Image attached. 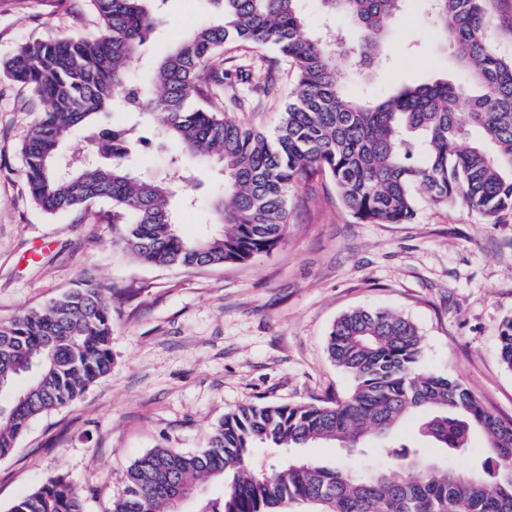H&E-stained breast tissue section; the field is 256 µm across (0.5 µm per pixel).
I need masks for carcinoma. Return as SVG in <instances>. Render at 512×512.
<instances>
[{"label":"carcinoma","mask_w":512,"mask_h":512,"mask_svg":"<svg viewBox=\"0 0 512 512\" xmlns=\"http://www.w3.org/2000/svg\"><path fill=\"white\" fill-rule=\"evenodd\" d=\"M100 25L94 38L26 41L0 72L28 88L42 112L21 145L33 202L50 215L112 204V222L127 219L124 248L157 267L245 263L274 249L288 233V198L307 175L334 182L344 206L373 224L412 222L419 198L434 207L458 200L486 224L512 212V58L491 44L490 0H424L433 33L444 40L462 83L436 78L398 86L377 100L353 97L330 40L310 33L300 0H205L214 19L178 42L154 66L159 92L130 84L128 67L157 22L155 0H89ZM404 0H321L330 17L350 18L362 32L355 50L363 70L389 56L390 21ZM229 45L271 46L287 59L296 89L271 132L235 122L228 111L264 112L280 98L269 65L250 75L252 95L224 97ZM102 112H138L154 136L183 154L214 160L224 194L211 199L217 233L181 236L171 200L193 180L181 157L169 177L146 181L125 162L134 127L97 125ZM76 128L97 155L82 163L61 145ZM502 364L512 370V316L498 334ZM422 336L390 310L356 308L329 332L328 353L353 380L352 392L323 405L246 403L226 412L206 447L155 448L127 471L111 512H176L180 494L197 498V481L220 483V496L198 512H281L290 504L316 512H512V420L491 412L459 381L424 372ZM112 368V299L95 278L0 324V457L15 448L36 417L70 405ZM25 384L13 390L16 381ZM417 420L436 448L466 451L480 432L486 446L470 467L441 466L425 449L388 444V470L357 471L291 451L327 441L361 454L367 440ZM265 446L275 462L259 464ZM11 512H83L82 495L63 475L48 479Z\"/></svg>","instance_id":"carcinoma-1"}]
</instances>
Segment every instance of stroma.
Segmentation results:
<instances>
[{
	"label": "stroma",
	"mask_w": 512,
	"mask_h": 512,
	"mask_svg": "<svg viewBox=\"0 0 512 512\" xmlns=\"http://www.w3.org/2000/svg\"><path fill=\"white\" fill-rule=\"evenodd\" d=\"M161 26L129 69L152 67L210 13L203 0H161ZM391 61L351 95L381 97L404 81L456 78L428 30L422 0L392 20ZM89 0H0V58L34 39L92 38ZM39 111L31 92L0 76V322L43 307L93 274L112 298V369L69 406L31 421L0 457V512L47 478L66 476L83 512H110L130 465L154 448L194 452L244 403H315L347 396L352 379L331 362L328 332L343 312L388 308L423 339V371L455 378L495 414L512 418V371L497 345L512 316V215L487 224L465 204H420L410 224H367L323 174L288 200V235L245 264L159 268L125 251L124 225L105 201L49 216L32 201L21 144ZM102 123L138 125L131 164L161 177L172 145L151 139L132 112Z\"/></svg>",
	"instance_id": "obj_1"
}]
</instances>
